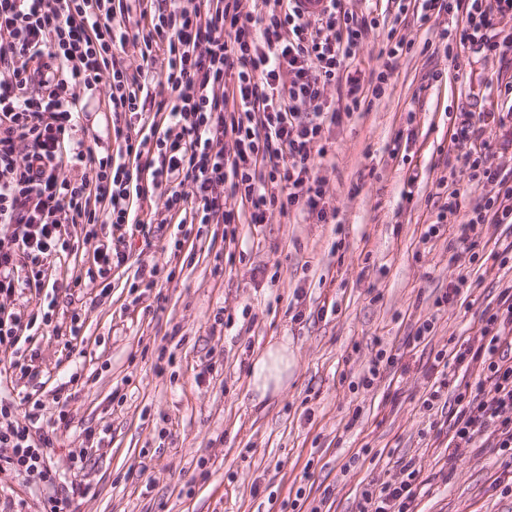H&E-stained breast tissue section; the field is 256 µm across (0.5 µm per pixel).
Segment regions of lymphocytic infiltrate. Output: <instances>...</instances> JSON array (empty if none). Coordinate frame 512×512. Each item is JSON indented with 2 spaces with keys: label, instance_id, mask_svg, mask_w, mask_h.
Wrapping results in <instances>:
<instances>
[{
  "label": "lymphocytic infiltrate",
  "instance_id": "obj_1",
  "mask_svg": "<svg viewBox=\"0 0 512 512\" xmlns=\"http://www.w3.org/2000/svg\"><path fill=\"white\" fill-rule=\"evenodd\" d=\"M436 12L465 13V25L448 31L459 46L492 58L512 51V0H423L420 22H431ZM368 32L344 0H324L309 15L299 0H288L285 11L264 17L243 0H199L172 11L147 0H128L120 11L113 0H0V350L15 353L14 372L37 374L33 358L17 356L23 331L38 323L56 337L81 330L76 313L59 321L51 307L39 317L10 307L25 290L41 287L49 258L73 249L70 227L92 238L96 225H111L114 246L96 250L101 274L126 261L134 172L149 175L167 210H189L194 224L235 223L224 203L228 196L247 204L254 224L274 211L335 223L337 212L327 205L316 171L325 154L319 143L342 116L361 108L363 87L347 68ZM129 44L140 48L133 70L122 58ZM159 51L165 65L155 100L140 76L151 71ZM331 85L346 99L343 112L320 107ZM99 92L105 111L131 117L113 128L118 151L102 156L81 142L67 157L65 146L87 114L80 100ZM149 103L164 117L154 138L132 122ZM488 119L485 112H461L453 137L461 144L480 140L466 166L470 180L493 187V194L466 209L456 178L440 177L444 202L425 238L455 224L472 251L487 224H512V169L489 161L491 145L482 139ZM73 159L84 163L88 177L68 178ZM185 185L190 193H182ZM23 259L24 274L18 271ZM480 332V345L463 343L434 358L471 376L455 395L448 445L469 447L491 426L496 448L512 455V358L500 353L512 346V286L485 310ZM38 419L31 412L17 417L14 405L0 401V471L52 485L53 440ZM419 478L418 468L404 465L400 479L362 491L359 512H415Z\"/></svg>",
  "mask_w": 512,
  "mask_h": 512
}]
</instances>
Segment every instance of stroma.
Masks as SVG:
<instances>
[{
    "instance_id": "35a3bbf8",
    "label": "stroma",
    "mask_w": 512,
    "mask_h": 512,
    "mask_svg": "<svg viewBox=\"0 0 512 512\" xmlns=\"http://www.w3.org/2000/svg\"><path fill=\"white\" fill-rule=\"evenodd\" d=\"M374 19L350 70L369 82L383 36L397 29L408 43L395 57L384 93L368 110L331 126L318 170L334 224L294 212L266 223L240 221L233 239L220 224H203L175 250L176 224L159 191L138 215L144 231L130 241L128 261L101 278L94 260L112 242L73 229L72 252L50 259L43 293L28 292L18 309L55 297L61 312L83 320L72 344L31 331L39 374L19 378L0 351V401L18 413L40 400L43 419L57 411L55 391L70 384L71 421L58 430L49 465L60 478L88 485L70 512H310L327 499L330 512H358L362 490L397 477L415 461L423 483L417 512H512V458L494 449L491 432L459 449L445 465L431 421L421 407L437 375L438 351L478 344L481 316L512 285V267L490 257L512 241V226L493 224L479 262L463 254L457 225L424 240L436 218V184L455 170L469 204L483 192L468 181L464 146L451 140L456 112H505L512 63L466 50L463 66L445 56L440 34L447 15L422 25L395 0H351ZM412 199H405V190ZM173 274L128 292L140 268ZM467 275L469 288L444 311L434 301ZM82 288L68 294L71 276ZM431 335L415 345L421 321ZM287 342L294 365L287 387L253 402L250 369L268 345ZM399 362L372 388L360 384L378 350ZM85 454L73 473L68 453ZM358 463H350V456ZM51 488L0 473V512H43Z\"/></svg>"
}]
</instances>
